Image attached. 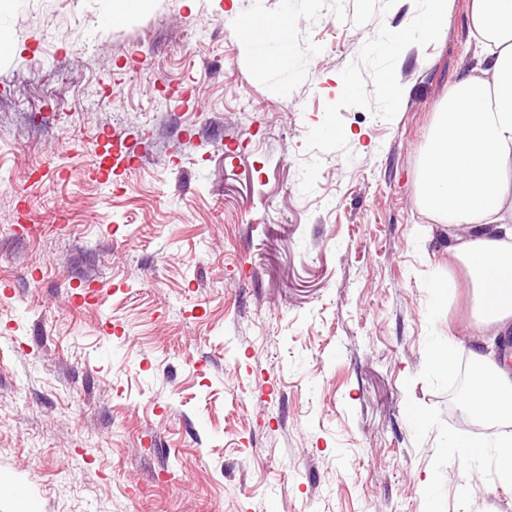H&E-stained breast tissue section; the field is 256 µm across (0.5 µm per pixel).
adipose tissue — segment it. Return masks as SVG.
<instances>
[{"instance_id": "obj_1", "label": "adipose tissue", "mask_w": 512, "mask_h": 512, "mask_svg": "<svg viewBox=\"0 0 512 512\" xmlns=\"http://www.w3.org/2000/svg\"><path fill=\"white\" fill-rule=\"evenodd\" d=\"M474 67L448 92L438 112L420 175V204L455 228L448 254L465 269L479 326H512V0H471ZM261 12L235 15L253 59L290 50L289 31L252 33ZM471 366L488 385L464 407L480 420L512 417V370L491 354L473 352ZM467 451L449 443L448 456L481 460L490 449L498 478L512 484V434L475 437Z\"/></svg>"}]
</instances>
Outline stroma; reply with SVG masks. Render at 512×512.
Returning a JSON list of instances; mask_svg holds the SVG:
<instances>
[{
  "mask_svg": "<svg viewBox=\"0 0 512 512\" xmlns=\"http://www.w3.org/2000/svg\"><path fill=\"white\" fill-rule=\"evenodd\" d=\"M450 2L395 52L430 0H0V512H512L444 451L512 432L461 408L483 336L418 203ZM233 8L288 14L295 69ZM106 132L138 163L105 182ZM447 3V0L433 1L431 10L419 16L413 27L402 31L399 36L391 38V43L394 45L398 43L407 44L412 42L414 38L432 37L438 34L447 22Z\"/></svg>",
  "mask_w": 512,
  "mask_h": 512,
  "instance_id": "35a3bbf8",
  "label": "stroma"
}]
</instances>
